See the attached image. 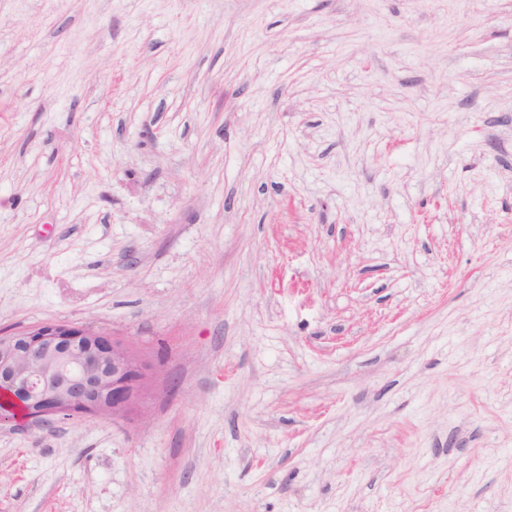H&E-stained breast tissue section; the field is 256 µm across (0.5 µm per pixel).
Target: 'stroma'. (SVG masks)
I'll return each instance as SVG.
<instances>
[{
  "instance_id": "stroma-1",
  "label": "stroma",
  "mask_w": 512,
  "mask_h": 512,
  "mask_svg": "<svg viewBox=\"0 0 512 512\" xmlns=\"http://www.w3.org/2000/svg\"><path fill=\"white\" fill-rule=\"evenodd\" d=\"M158 374L0 425V512H512V0H0V329Z\"/></svg>"
}]
</instances>
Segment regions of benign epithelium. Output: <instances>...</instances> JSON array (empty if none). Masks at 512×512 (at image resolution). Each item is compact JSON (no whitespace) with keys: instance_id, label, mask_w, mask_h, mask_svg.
Listing matches in <instances>:
<instances>
[{"instance_id":"7a95c632","label":"benign epithelium","mask_w":512,"mask_h":512,"mask_svg":"<svg viewBox=\"0 0 512 512\" xmlns=\"http://www.w3.org/2000/svg\"><path fill=\"white\" fill-rule=\"evenodd\" d=\"M152 378L130 345L91 326L43 323L0 334V423L144 408Z\"/></svg>"}]
</instances>
